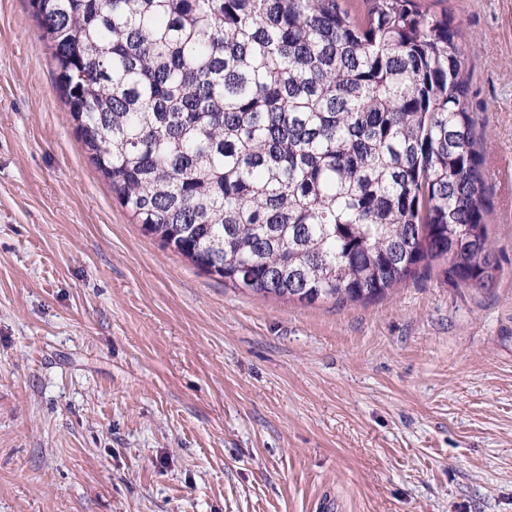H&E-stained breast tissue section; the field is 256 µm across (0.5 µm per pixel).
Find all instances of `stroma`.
Returning <instances> with one entry per match:
<instances>
[{
	"instance_id": "stroma-1",
	"label": "stroma",
	"mask_w": 512,
	"mask_h": 512,
	"mask_svg": "<svg viewBox=\"0 0 512 512\" xmlns=\"http://www.w3.org/2000/svg\"><path fill=\"white\" fill-rule=\"evenodd\" d=\"M455 20L490 288H230L89 162L28 0H0V512H512V0Z\"/></svg>"
}]
</instances>
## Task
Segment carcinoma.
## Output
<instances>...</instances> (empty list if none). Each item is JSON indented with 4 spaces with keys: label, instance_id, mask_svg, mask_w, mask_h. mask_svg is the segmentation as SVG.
Wrapping results in <instances>:
<instances>
[{
    "label": "carcinoma",
    "instance_id": "obj_1",
    "mask_svg": "<svg viewBox=\"0 0 512 512\" xmlns=\"http://www.w3.org/2000/svg\"><path fill=\"white\" fill-rule=\"evenodd\" d=\"M29 0L89 161L224 285L368 302L499 271L454 19L422 0Z\"/></svg>",
    "mask_w": 512,
    "mask_h": 512
}]
</instances>
